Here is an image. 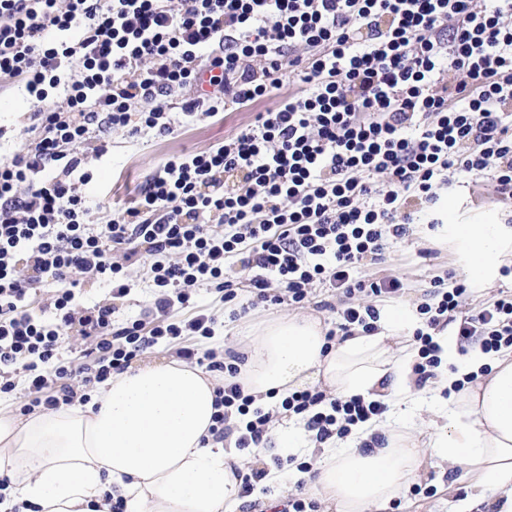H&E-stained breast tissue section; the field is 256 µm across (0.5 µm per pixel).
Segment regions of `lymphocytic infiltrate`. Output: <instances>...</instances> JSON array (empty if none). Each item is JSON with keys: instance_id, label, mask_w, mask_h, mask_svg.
Listing matches in <instances>:
<instances>
[{"instance_id": "lymphocytic-infiltrate-1", "label": "lymphocytic infiltrate", "mask_w": 512, "mask_h": 512, "mask_svg": "<svg viewBox=\"0 0 512 512\" xmlns=\"http://www.w3.org/2000/svg\"><path fill=\"white\" fill-rule=\"evenodd\" d=\"M287 75L299 93L223 144L168 159L133 206L93 221L80 191L92 137L167 135L170 98L199 121L270 96ZM0 82L25 86L38 134L0 162V395L24 386L26 413L88 403L137 357L173 344L228 378L214 439L260 447L271 415L235 383L241 356L194 345L218 322L193 309L195 288L226 304L246 272L256 301L302 304L319 284L346 299L328 340L370 333L377 300L401 284L361 269L409 237L415 206L462 176L492 178L512 198V0H0ZM225 175L236 189L219 190ZM140 260L151 307L116 320ZM89 280L108 282V301L80 302ZM41 284L53 292L37 306ZM443 284L434 278L417 307L421 386L441 364L433 329L455 324L460 343L488 353L512 347V293L462 313L464 285ZM75 333L90 341L78 359ZM281 406L320 442L386 410L311 389Z\"/></svg>"}]
</instances>
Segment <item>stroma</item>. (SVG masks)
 Wrapping results in <instances>:
<instances>
[{"label":"stroma","mask_w":512,"mask_h":512,"mask_svg":"<svg viewBox=\"0 0 512 512\" xmlns=\"http://www.w3.org/2000/svg\"><path fill=\"white\" fill-rule=\"evenodd\" d=\"M275 98H266L240 108L229 107L226 112L196 123L177 128L173 134L158 136L144 133L131 138L123 131L116 130L107 139L104 154L89 153L88 169L91 181L83 186L82 192L90 207L101 202H113L128 205L136 197L139 189L152 175L160 172L172 156L191 154L207 150L222 144L224 139L252 124L257 113L272 108ZM30 104L24 99L20 88L9 86L0 88V161L8 159L15 149L17 135L26 126V115ZM441 201L454 202L461 208L476 213L497 212L512 208V199L501 197L492 180L483 179L467 187L456 185L440 193ZM454 254L447 246L437 245L432 235L413 234L404 241L389 247L382 262L365 266L366 274H377L400 281L401 301L420 302L425 290L429 289L431 279L444 269L456 268ZM329 300L339 304V296L324 290L321 285H313L309 302L304 305L281 303L260 306L252 309L238 320L221 318L215 328L216 338L227 341L242 340L257 323L282 315L319 314L326 328H333L336 316L328 310H317L316 303ZM448 396L444 392L424 388L416 404L410 407L386 410L387 417L399 421L407 427L426 429L431 421L439 420L441 414L449 408ZM239 456L244 468L252 466L270 470L280 469L283 480L271 487L257 486L251 497L262 512H276L279 501L285 500L295 491L296 478L300 467L314 464L313 455L297 451L284 455L271 447L264 453L252 455L241 450ZM454 474L447 469L431 465L419 481L420 494H407L399 506H386L384 512H450V501L457 497L453 488Z\"/></svg>","instance_id":"obj_1"}]
</instances>
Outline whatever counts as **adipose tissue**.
<instances>
[{
	"instance_id": "obj_1",
	"label": "adipose tissue",
	"mask_w": 512,
	"mask_h": 512,
	"mask_svg": "<svg viewBox=\"0 0 512 512\" xmlns=\"http://www.w3.org/2000/svg\"><path fill=\"white\" fill-rule=\"evenodd\" d=\"M439 218L436 241L455 254L471 292L483 294L512 265L507 214L447 209ZM418 322L410 305H385L376 332L332 345L320 318L283 315L240 343L237 380L259 402L319 380L339 396L382 394L406 405L414 400L413 351L400 338ZM436 341L444 364L438 388L452 389L468 373L476 381L427 438L376 420L356 439L322 442L307 479L327 512H384L429 463L465 485L455 512L485 501L512 512V349L493 358L475 347L461 358L447 333ZM218 386V378L164 358L113 375L90 405L24 417L0 409V475L10 479L0 512H109L112 498L124 499L127 512H234L237 457L209 432Z\"/></svg>"
}]
</instances>
